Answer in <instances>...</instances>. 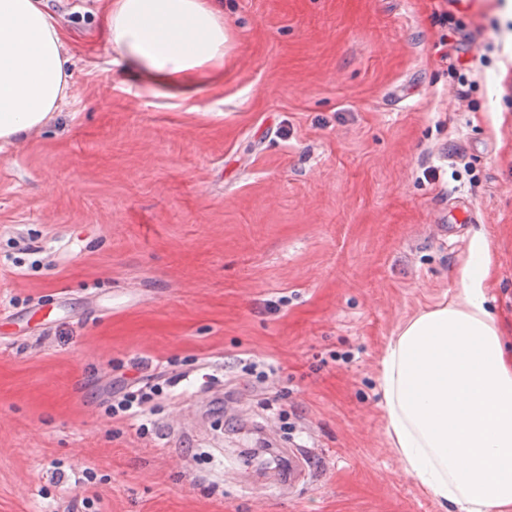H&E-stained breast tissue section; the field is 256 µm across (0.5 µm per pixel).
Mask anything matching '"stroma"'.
Returning a JSON list of instances; mask_svg holds the SVG:
<instances>
[{
  "instance_id": "stroma-1",
  "label": "stroma",
  "mask_w": 512,
  "mask_h": 512,
  "mask_svg": "<svg viewBox=\"0 0 512 512\" xmlns=\"http://www.w3.org/2000/svg\"><path fill=\"white\" fill-rule=\"evenodd\" d=\"M223 2L183 98L116 63L106 0H48L70 88L0 149V512H447L377 376L478 234L512 343V0ZM135 359L186 374L143 438L101 406Z\"/></svg>"
}]
</instances>
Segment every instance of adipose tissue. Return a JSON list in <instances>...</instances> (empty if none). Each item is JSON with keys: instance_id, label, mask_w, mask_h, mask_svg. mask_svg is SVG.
<instances>
[{"instance_id": "adipose-tissue-1", "label": "adipose tissue", "mask_w": 512, "mask_h": 512, "mask_svg": "<svg viewBox=\"0 0 512 512\" xmlns=\"http://www.w3.org/2000/svg\"><path fill=\"white\" fill-rule=\"evenodd\" d=\"M107 36L127 73L180 93L224 69L217 0H108ZM42 0H0V141L42 125L72 77ZM476 238L445 305L407 320L380 363L386 434L403 468L455 512H512V349L484 288Z\"/></svg>"}]
</instances>
